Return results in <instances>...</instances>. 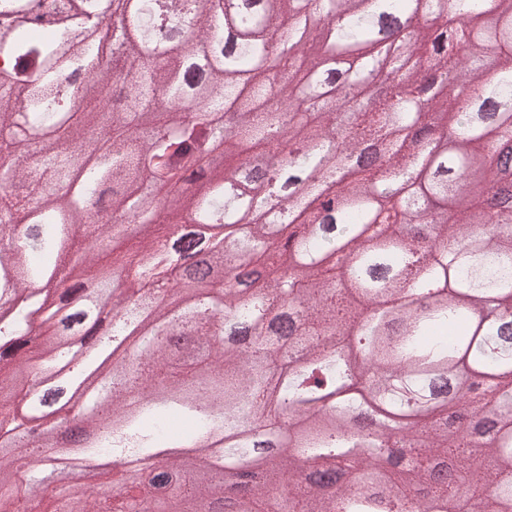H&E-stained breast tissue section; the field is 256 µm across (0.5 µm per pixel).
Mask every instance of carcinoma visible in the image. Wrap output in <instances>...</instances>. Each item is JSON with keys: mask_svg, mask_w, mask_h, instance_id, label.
<instances>
[{"mask_svg": "<svg viewBox=\"0 0 512 512\" xmlns=\"http://www.w3.org/2000/svg\"><path fill=\"white\" fill-rule=\"evenodd\" d=\"M107 3L120 69L91 35L99 0H44L49 27L0 0V399L15 376L88 379L76 414L0 417V512L47 419L82 438L45 442L29 475L142 468L59 485L43 512H121L132 491L141 512H512V195L484 208L512 143V0ZM338 72L365 111L347 115ZM130 239L131 268L92 273ZM366 374L369 398L347 396ZM175 413L196 429L169 430ZM300 459L338 481L358 463L360 489Z\"/></svg>", "mask_w": 512, "mask_h": 512, "instance_id": "carcinoma-1", "label": "carcinoma"}]
</instances>
